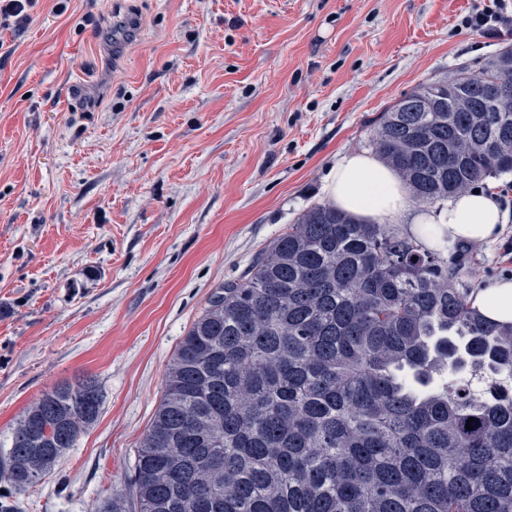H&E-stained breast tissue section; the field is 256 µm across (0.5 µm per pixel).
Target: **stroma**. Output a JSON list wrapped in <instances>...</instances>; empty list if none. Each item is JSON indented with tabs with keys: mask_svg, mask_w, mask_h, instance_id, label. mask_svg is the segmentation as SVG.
<instances>
[{
	"mask_svg": "<svg viewBox=\"0 0 512 512\" xmlns=\"http://www.w3.org/2000/svg\"><path fill=\"white\" fill-rule=\"evenodd\" d=\"M492 0H40L0 28V444L45 391L93 376L97 421L21 512H133L135 454L175 349L224 283L373 153L371 122L479 72L512 33L462 28ZM459 281L512 278V174Z\"/></svg>",
	"mask_w": 512,
	"mask_h": 512,
	"instance_id": "stroma-1",
	"label": "stroma"
}]
</instances>
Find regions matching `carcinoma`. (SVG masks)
Masks as SVG:
<instances>
[{
  "instance_id": "cac0c4a2",
  "label": "carcinoma",
  "mask_w": 512,
  "mask_h": 512,
  "mask_svg": "<svg viewBox=\"0 0 512 512\" xmlns=\"http://www.w3.org/2000/svg\"><path fill=\"white\" fill-rule=\"evenodd\" d=\"M373 144L420 203L511 174L512 48L397 101ZM457 280L419 234L308 208L178 344L137 512H512V321ZM102 402L92 377L44 392L0 482L50 473Z\"/></svg>"
}]
</instances>
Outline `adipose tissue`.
Returning <instances> with one entry per match:
<instances>
[{
	"label": "adipose tissue",
	"instance_id": "1",
	"mask_svg": "<svg viewBox=\"0 0 512 512\" xmlns=\"http://www.w3.org/2000/svg\"><path fill=\"white\" fill-rule=\"evenodd\" d=\"M324 192L332 204L366 222L384 220L409 225L412 231L429 230V246L492 240L505 219L496 192H466L446 205L418 210L409 190L376 157L350 154L331 170ZM471 303L493 320H512V280H499L475 291Z\"/></svg>",
	"mask_w": 512,
	"mask_h": 512
}]
</instances>
